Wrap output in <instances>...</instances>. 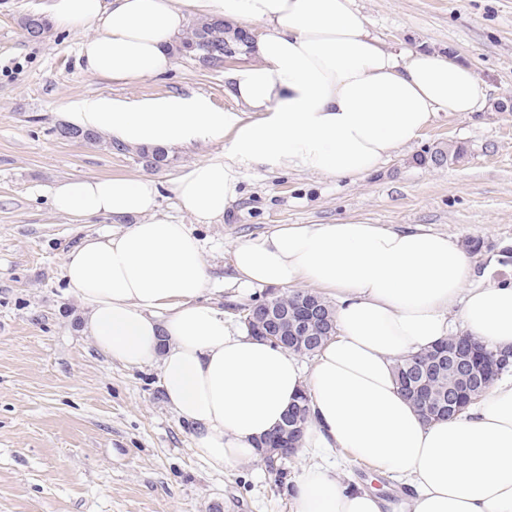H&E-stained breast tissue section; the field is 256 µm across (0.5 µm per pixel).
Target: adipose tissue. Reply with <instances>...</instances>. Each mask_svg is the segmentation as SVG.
I'll list each match as a JSON object with an SVG mask.
<instances>
[{"mask_svg":"<svg viewBox=\"0 0 512 512\" xmlns=\"http://www.w3.org/2000/svg\"><path fill=\"white\" fill-rule=\"evenodd\" d=\"M57 24L94 27L80 60L88 72L133 80L167 72L190 16L223 18L264 33L253 63L228 74L233 110L197 95L97 98L69 126L129 148L225 140L172 185L198 223L222 219L249 170L360 179L416 141L439 113L481 111L474 69L437 51L395 52L368 30L353 0H52ZM150 177L59 182L51 206L78 220H128L86 236L63 272L78 300L81 332L109 360L158 363L165 402L194 428L195 454L221 470L260 457V442L301 393L311 416L301 441L322 459L345 450L403 480L405 512H512V376L493 382L465 412L428 422L400 392L396 359L450 336L512 350V279L475 287L468 254L447 235L346 220L281 224L240 241L235 282L308 283L336 297L337 334L311 366L239 330L204 304L212 280L201 241L156 214ZM293 512H384L378 495L344 486L334 470L306 468Z\"/></svg>","mask_w":512,"mask_h":512,"instance_id":"obj_1","label":"adipose tissue"}]
</instances>
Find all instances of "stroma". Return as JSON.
Masks as SVG:
<instances>
[{
  "instance_id": "obj_1",
  "label": "stroma",
  "mask_w": 512,
  "mask_h": 512,
  "mask_svg": "<svg viewBox=\"0 0 512 512\" xmlns=\"http://www.w3.org/2000/svg\"><path fill=\"white\" fill-rule=\"evenodd\" d=\"M51 0H0V512H291V487L310 463L297 455L281 472L249 461L211 469L192 449V431L169 410L157 365L107 360L79 331V304L62 272L64 254L112 221L78 224L49 200L58 182L86 176L155 179L158 215L192 225L217 287L212 300L239 322L230 252L278 224L347 219L422 226L458 242L480 240L478 272L512 278V0H355L371 32L388 46L457 55L475 70L482 111L440 113L420 139L361 180L250 170L223 218L195 223L179 210L172 180L193 162L223 155L204 139L172 149L170 163L146 167L136 149L63 140L65 113L98 97L136 99L201 94L234 108L223 69L176 57L165 74L115 81L84 70L79 51L90 27L53 25L28 39L21 20L48 14ZM465 146L454 165L419 163L436 144ZM348 485L402 512L408 489L374 465L337 452L329 460Z\"/></svg>"
}]
</instances>
